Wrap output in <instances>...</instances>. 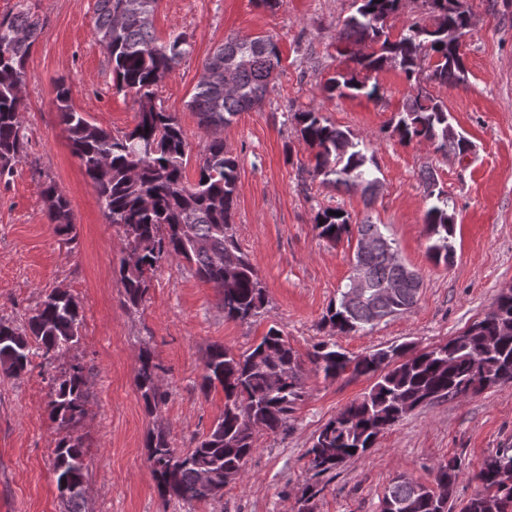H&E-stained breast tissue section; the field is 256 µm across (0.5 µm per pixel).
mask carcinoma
I'll use <instances>...</instances> for the list:
<instances>
[{"label":"carcinoma","instance_id":"carcinoma-1","mask_svg":"<svg viewBox=\"0 0 512 512\" xmlns=\"http://www.w3.org/2000/svg\"><path fill=\"white\" fill-rule=\"evenodd\" d=\"M158 0H96L95 35L112 61L117 90L139 105L137 123L114 136L89 121L71 103L65 79L55 84L52 104L65 126L73 154L95 186L109 223L122 229L129 253L136 260L120 261L117 275L124 303L137 306L144 299L157 264L184 259L195 265L196 275L221 294L224 316L247 321L264 304L257 271L241 250L231 224L237 191L238 162L224 143V127L242 112L262 105L281 57L271 37L224 41L205 60L203 70L220 75L233 71V86L224 79L202 76L188 102L208 133L196 183L185 181L186 140L173 113L155 104V90L164 77L191 52L186 33L173 30L160 43L153 32ZM427 17L408 20L397 37L390 21L400 14L402 0H353L355 13L347 17L338 39L356 47L354 58L364 75L338 74L324 83L328 97H380L369 74L386 67L399 69L411 89L402 111L391 126V136L402 144L431 143L436 151L466 155L470 142L449 122L448 108L434 98L428 84L454 87L465 83L468 70L458 37L471 29L468 0H423ZM43 23L29 8L0 18V181L9 182L24 154L21 89L26 61L38 41ZM301 140L313 151L309 174L348 188H362L373 202L379 180L373 177L363 140L330 124L315 109L294 113ZM422 185L433 204L425 212L432 243L428 255L448 264L454 258L453 216L448 196L436 190L430 170L422 172ZM46 215L54 231L76 239L68 198L52 181L42 189ZM328 208L315 216L319 236L336 242L357 234V241L378 246L363 253L355 250L353 273L362 274L374 289L399 284L392 299L376 296L347 298L348 288L330 304L324 322L341 333L359 332L380 321L412 309L421 283L402 284L408 268L385 225L367 219L354 226L348 213ZM495 310L488 311L463 333L443 344L411 356L406 346L378 349L351 357L336 344L319 342L308 353L315 369L326 378L346 371L372 375L376 381L361 398L331 419L314 438L309 469L321 476L349 459L365 453L376 438L418 406L487 387L512 383V290L500 294ZM83 308L69 293L51 292L24 326L0 320V371L19 377L31 365L36 348L50 362L79 342ZM135 382L148 411L165 402L160 372L148 351L139 358ZM302 361L288 345L282 331L272 326L262 340L242 354L213 344L204 362L201 390L221 386L224 411L209 433L183 451L171 447L159 429L148 441V462L160 498L167 504L208 501L215 498L203 480L210 472L222 477L240 474L255 449L259 433H284L288 416L303 397ZM87 380L84 367L70 366L52 379L49 417L57 428L69 429L86 413ZM355 452H349V449ZM85 451L81 438L62 437L53 462L56 487L65 512H84ZM512 473V448H499L484 461L477 479L481 489L463 512H512V485L498 479ZM461 474V463L451 458L439 466L434 485L401 478L381 499L380 512H449L448 503Z\"/></svg>","mask_w":512,"mask_h":512}]
</instances>
